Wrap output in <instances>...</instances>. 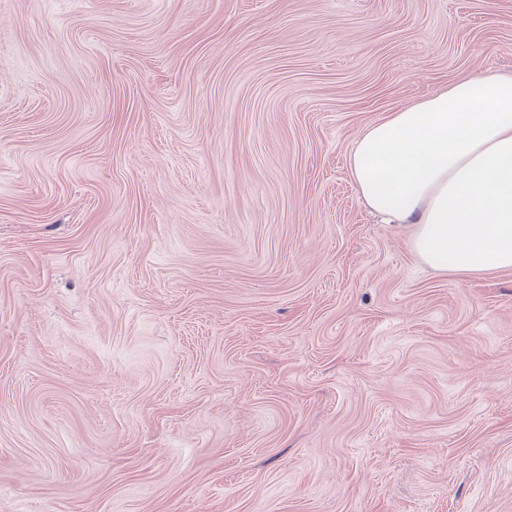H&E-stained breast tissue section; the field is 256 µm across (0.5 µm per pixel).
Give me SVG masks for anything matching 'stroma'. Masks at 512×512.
<instances>
[{"label":"stroma","instance_id":"obj_1","mask_svg":"<svg viewBox=\"0 0 512 512\" xmlns=\"http://www.w3.org/2000/svg\"><path fill=\"white\" fill-rule=\"evenodd\" d=\"M491 73L512 0H0V512H512V270L348 168Z\"/></svg>","mask_w":512,"mask_h":512}]
</instances>
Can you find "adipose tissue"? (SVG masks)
<instances>
[{
	"label": "adipose tissue",
	"mask_w": 512,
	"mask_h": 512,
	"mask_svg": "<svg viewBox=\"0 0 512 512\" xmlns=\"http://www.w3.org/2000/svg\"><path fill=\"white\" fill-rule=\"evenodd\" d=\"M348 164L373 211L415 227L430 268H512V75L464 77L367 125Z\"/></svg>",
	"instance_id": "obj_1"
}]
</instances>
